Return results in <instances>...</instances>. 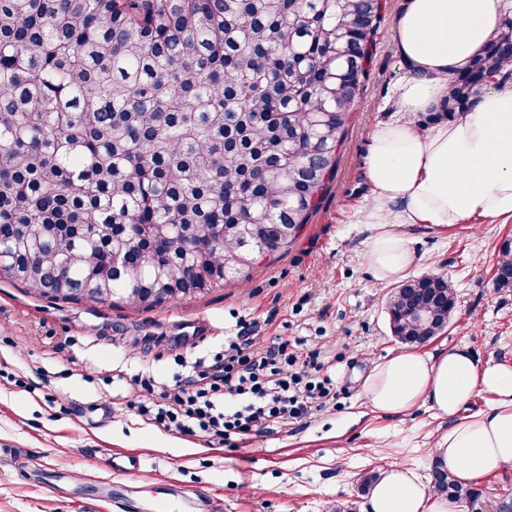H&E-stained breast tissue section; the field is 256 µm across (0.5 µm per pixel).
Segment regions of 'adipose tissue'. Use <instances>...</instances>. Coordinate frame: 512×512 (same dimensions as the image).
Returning <instances> with one entry per match:
<instances>
[{
    "label": "adipose tissue",
    "mask_w": 512,
    "mask_h": 512,
    "mask_svg": "<svg viewBox=\"0 0 512 512\" xmlns=\"http://www.w3.org/2000/svg\"><path fill=\"white\" fill-rule=\"evenodd\" d=\"M512 0H405L396 16L397 53L406 69L393 116L372 132L370 188L362 220L374 227L366 252L378 282L417 263L405 230L448 228L474 217H512V88L489 86L477 105L429 127L417 116L442 111L448 82L499 31ZM489 394L485 408L476 401ZM371 408L404 414L427 403L448 418L429 455L462 484L512 467V367L478 363L467 346L437 354L409 350L377 363L364 383ZM366 512H458L411 466L395 463L373 485Z\"/></svg>",
    "instance_id": "obj_1"
}]
</instances>
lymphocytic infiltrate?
I'll use <instances>...</instances> for the list:
<instances>
[{
    "mask_svg": "<svg viewBox=\"0 0 512 512\" xmlns=\"http://www.w3.org/2000/svg\"><path fill=\"white\" fill-rule=\"evenodd\" d=\"M291 342H264L241 330L212 364L194 362L174 384L144 377L145 396L126 400L143 422L181 435L202 434L208 445L244 448L321 409L336 397V385L317 356L301 360Z\"/></svg>",
    "mask_w": 512,
    "mask_h": 512,
    "instance_id": "1",
    "label": "lymphocytic infiltrate"
}]
</instances>
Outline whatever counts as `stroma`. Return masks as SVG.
I'll return each mask as SVG.
<instances>
[{
	"mask_svg": "<svg viewBox=\"0 0 512 512\" xmlns=\"http://www.w3.org/2000/svg\"><path fill=\"white\" fill-rule=\"evenodd\" d=\"M404 0H383L369 74L351 116L336 174L297 239L221 288L152 307L89 299L52 301L0 277V512H125L181 491L216 492L211 512H364L362 478L405 463L430 476L428 448L448 418L421 404L385 415L367 403L375 363L402 352L390 332L391 284L366 261L371 231L358 221L374 128L391 115L405 68L394 23ZM410 273L453 281L449 328L433 353L467 345L475 360L512 366V288L494 274L512 218H473L447 229L407 228ZM256 335L303 338L299 353L332 361L335 406L246 448H210L114 405L138 375L172 382L189 363L223 350L239 323ZM141 453L139 472L112 469L111 451Z\"/></svg>",
	"mask_w": 512,
	"mask_h": 512,
	"instance_id": "1",
	"label": "stroma"
}]
</instances>
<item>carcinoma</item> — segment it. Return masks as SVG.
Instances as JSON below:
<instances>
[{"label": "carcinoma", "instance_id": "carcinoma-1", "mask_svg": "<svg viewBox=\"0 0 512 512\" xmlns=\"http://www.w3.org/2000/svg\"><path fill=\"white\" fill-rule=\"evenodd\" d=\"M380 0H0V276L54 300H185L296 239L328 190ZM512 18L450 79L470 110ZM496 285L512 288V243ZM439 274L394 287L392 335L442 333ZM457 503L479 494L433 469Z\"/></svg>", "mask_w": 512, "mask_h": 512}]
</instances>
